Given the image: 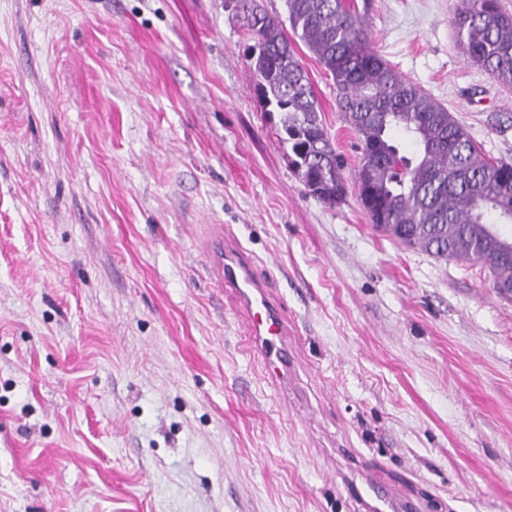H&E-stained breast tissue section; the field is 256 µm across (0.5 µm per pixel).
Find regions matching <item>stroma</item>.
Wrapping results in <instances>:
<instances>
[{
  "mask_svg": "<svg viewBox=\"0 0 512 512\" xmlns=\"http://www.w3.org/2000/svg\"><path fill=\"white\" fill-rule=\"evenodd\" d=\"M371 45L512 161V91L463 0H356ZM233 0H0V512H512V296L377 230L333 79L297 54L347 195L309 194ZM272 273L293 388L263 381L205 227ZM353 494L366 507L367 512H423L422 501L406 494L402 484H386L376 468L371 465L350 478Z\"/></svg>",
  "mask_w": 512,
  "mask_h": 512,
  "instance_id": "1",
  "label": "stroma"
}]
</instances>
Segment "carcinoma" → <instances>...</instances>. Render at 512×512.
Segmentation results:
<instances>
[{
	"instance_id": "obj_1",
	"label": "carcinoma",
	"mask_w": 512,
	"mask_h": 512,
	"mask_svg": "<svg viewBox=\"0 0 512 512\" xmlns=\"http://www.w3.org/2000/svg\"><path fill=\"white\" fill-rule=\"evenodd\" d=\"M289 27L258 0H239V19L262 55L248 63L263 107L311 195L335 205L347 193L343 165L321 104L295 55L300 40L336 85L344 121L360 143V203L376 229L437 259L481 262L493 286L512 284V162L486 155L452 112L370 47L352 0H287ZM467 59L512 88V14L499 0H466L454 18ZM413 146L401 151L396 136Z\"/></svg>"
}]
</instances>
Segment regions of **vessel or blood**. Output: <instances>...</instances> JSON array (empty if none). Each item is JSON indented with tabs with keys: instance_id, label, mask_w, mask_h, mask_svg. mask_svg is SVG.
<instances>
[{
	"instance_id": "vessel-or-blood-1",
	"label": "vessel or blood",
	"mask_w": 512,
	"mask_h": 512,
	"mask_svg": "<svg viewBox=\"0 0 512 512\" xmlns=\"http://www.w3.org/2000/svg\"><path fill=\"white\" fill-rule=\"evenodd\" d=\"M205 250L220 287L235 297L248 317V350L260 358L270 383L286 387L288 317L269 294L268 272L242 246L230 226L212 225ZM349 486L367 512H424L419 498L407 494L401 484L385 483L373 466L351 477Z\"/></svg>"
}]
</instances>
